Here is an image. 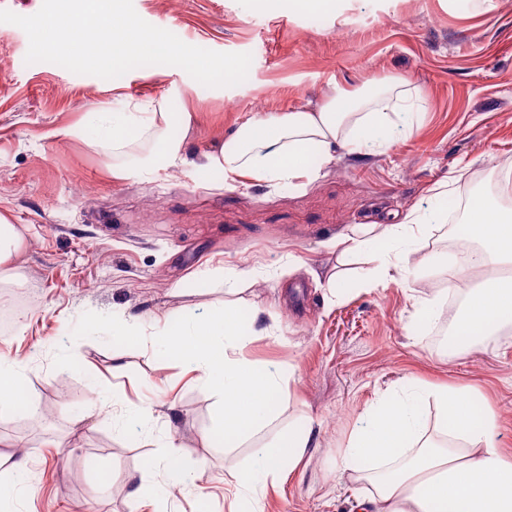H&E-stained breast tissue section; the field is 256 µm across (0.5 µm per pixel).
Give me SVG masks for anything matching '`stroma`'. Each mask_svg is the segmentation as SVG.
I'll return each mask as SVG.
<instances>
[{
	"label": "stroma",
	"mask_w": 512,
	"mask_h": 512,
	"mask_svg": "<svg viewBox=\"0 0 512 512\" xmlns=\"http://www.w3.org/2000/svg\"><path fill=\"white\" fill-rule=\"evenodd\" d=\"M491 2L487 11L481 0H133L142 19L187 44L251 54L247 79L219 88L167 65L110 80L29 65L25 32L0 29V214L27 236L18 287L0 288L10 314L0 357L26 361L39 409L0 420V484L21 465L36 488L16 512H132L128 478L162 485L151 463L167 433L200 461L204 489L166 492L167 512H229L225 471L308 424L311 447L267 488L262 512H354L369 485L339 471L340 457L367 409L403 396L410 380L478 391L512 455V327L465 352L441 349L419 327L421 301L448 294L442 258L456 230L440 224L420 269H393L379 284V247L350 255L339 243L356 224H395L413 210L445 216L465 182L512 161V0ZM399 79L422 92L418 121L299 189H234L223 173L188 168L120 180L107 165L136 167L145 147L113 155L69 133L125 99H165L195 112L186 149L198 156L246 118ZM443 180L446 192H434ZM332 274L351 286L339 304L325 286ZM226 304L262 331L244 354L290 378L278 419L230 450L202 447L214 398L162 353L152 328L160 314L179 322ZM129 315L144 339L108 337L105 325ZM117 397L158 404L157 437L113 430L101 409Z\"/></svg>",
	"instance_id": "obj_1"
}]
</instances>
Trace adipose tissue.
Segmentation results:
<instances>
[{"mask_svg": "<svg viewBox=\"0 0 512 512\" xmlns=\"http://www.w3.org/2000/svg\"><path fill=\"white\" fill-rule=\"evenodd\" d=\"M421 99L420 90L406 81L376 84L374 92L365 96L340 87L316 108L245 119L198 165L222 171L225 184L233 187L302 188L321 177L338 150L362 158L368 148H385L392 127L414 123ZM171 118L165 103L130 100L125 111L95 113L89 122L90 141L116 153L149 141L152 149L138 167L140 178L147 181L155 160L172 168L189 163L183 132L193 115L182 112L175 117L181 127L177 134L169 128ZM466 221L480 243L472 273L498 268L502 274L492 287L469 292L457 326L458 340L464 345L512 324V210L478 199L470 205ZM430 232L425 218L412 213L401 223L381 226L378 236L384 243V258L377 281L387 279L393 267L410 266ZM154 325L169 355L216 399L218 420L203 433V442L220 439L231 448L275 420L287 381L244 356L235 310L216 309L204 318L178 324L158 319ZM22 370L21 361L0 359V419L10 410L36 411L20 387ZM423 397L434 399L441 433L463 441L465 453L425 438V421L417 410ZM311 444V431L297 429L289 432L287 448L263 446L252 466L227 471L225 483L236 488L233 512H259L267 486L281 478V456L300 461ZM162 446L165 453L155 467L162 471L165 484L195 481L199 462L188 459L173 436H165ZM362 461L381 468L371 480L374 492L365 501L368 512H512V456L498 446L494 411L480 407L473 392L415 384L405 397L373 406L366 425L352 435L340 466L353 470Z\"/></svg>", "mask_w": 512, "mask_h": 512, "instance_id": "ef3b65f1", "label": "adipose tissue"}]
</instances>
